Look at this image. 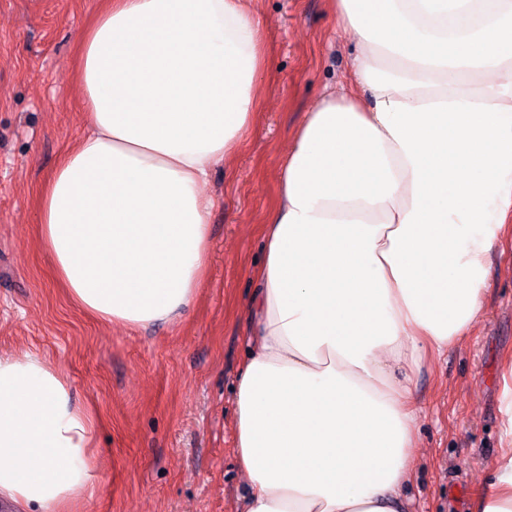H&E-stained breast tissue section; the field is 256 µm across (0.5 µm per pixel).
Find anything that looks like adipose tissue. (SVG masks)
Instances as JSON below:
<instances>
[{
  "instance_id": "obj_1",
  "label": "adipose tissue",
  "mask_w": 512,
  "mask_h": 512,
  "mask_svg": "<svg viewBox=\"0 0 512 512\" xmlns=\"http://www.w3.org/2000/svg\"><path fill=\"white\" fill-rule=\"evenodd\" d=\"M77 69L89 131L42 188L38 240L100 323L166 325L206 275L212 169L263 105L257 0H102ZM353 89L280 150L237 378L241 512H407L414 375L470 336L492 250L512 242V0H328ZM503 445L472 512H512ZM96 415L39 355L0 354V499L77 512Z\"/></svg>"
}]
</instances>
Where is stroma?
<instances>
[{
    "mask_svg": "<svg viewBox=\"0 0 512 512\" xmlns=\"http://www.w3.org/2000/svg\"><path fill=\"white\" fill-rule=\"evenodd\" d=\"M100 0H0V351H36L97 414L95 494L80 512H238L235 385L247 354L249 271L274 197L278 149L302 112L352 80L354 45L326 0H260L273 27L270 105L213 169L211 264L175 323L102 324L55 283L36 237L40 191L84 131L79 40ZM512 352V252L495 253L472 336L415 379L411 512H471L474 479L501 442L502 360Z\"/></svg>",
    "mask_w": 512,
    "mask_h": 512,
    "instance_id": "35a3bbf8",
    "label": "stroma"
}]
</instances>
